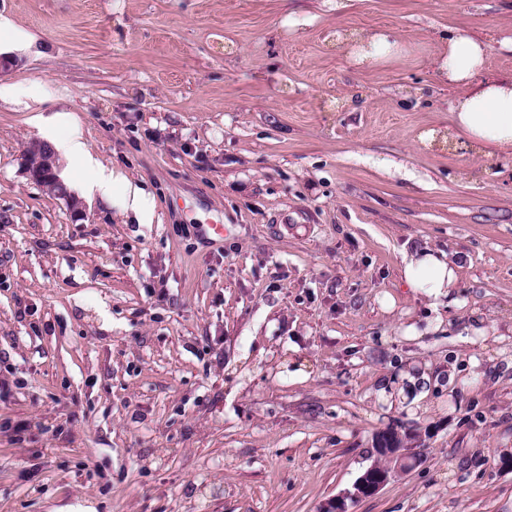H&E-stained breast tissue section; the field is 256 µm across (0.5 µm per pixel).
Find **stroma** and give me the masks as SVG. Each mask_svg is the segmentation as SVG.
<instances>
[{
    "mask_svg": "<svg viewBox=\"0 0 512 512\" xmlns=\"http://www.w3.org/2000/svg\"><path fill=\"white\" fill-rule=\"evenodd\" d=\"M450 32L512 77V0H0V512H322L380 433L420 462L353 512H512V155L450 136ZM58 112L148 215L30 180ZM389 39L390 37L387 33L375 32L356 40L357 42H367L369 46V50H365L363 47L357 48L356 56L358 60L360 62L378 61L393 45ZM457 269L448 254L424 249L406 255L404 279L408 288L415 292L433 296H448L457 286Z\"/></svg>",
    "mask_w": 512,
    "mask_h": 512,
    "instance_id": "stroma-1",
    "label": "stroma"
}]
</instances>
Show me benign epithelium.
I'll use <instances>...</instances> for the list:
<instances>
[{
  "mask_svg": "<svg viewBox=\"0 0 512 512\" xmlns=\"http://www.w3.org/2000/svg\"><path fill=\"white\" fill-rule=\"evenodd\" d=\"M23 164L29 178L49 193L75 204L74 197L58 174V165L52 147L39 145L35 151L28 150L23 155ZM376 454H384L390 464L382 471L368 468L353 484L352 489L331 499L324 507V512H348V503L376 495L394 474L401 475L412 470L418 460L415 449L402 442L394 443L389 448H377Z\"/></svg>",
  "mask_w": 512,
  "mask_h": 512,
  "instance_id": "obj_1",
  "label": "benign epithelium"
}]
</instances>
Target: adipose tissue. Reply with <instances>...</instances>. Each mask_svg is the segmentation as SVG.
I'll return each mask as SVG.
<instances>
[{"label": "adipose tissue", "instance_id": "obj_1", "mask_svg": "<svg viewBox=\"0 0 512 512\" xmlns=\"http://www.w3.org/2000/svg\"><path fill=\"white\" fill-rule=\"evenodd\" d=\"M448 51L438 61V72L460 93L450 104L452 127L479 155L512 153V79L486 74L485 42L462 34H449ZM56 153L74 165L96 172L92 183L102 194H110L122 175L105 166L88 149L80 129L66 139H51ZM404 279L408 288L433 297L449 295L457 285V266L441 251L424 249L407 256Z\"/></svg>", "mask_w": 512, "mask_h": 512}]
</instances>
